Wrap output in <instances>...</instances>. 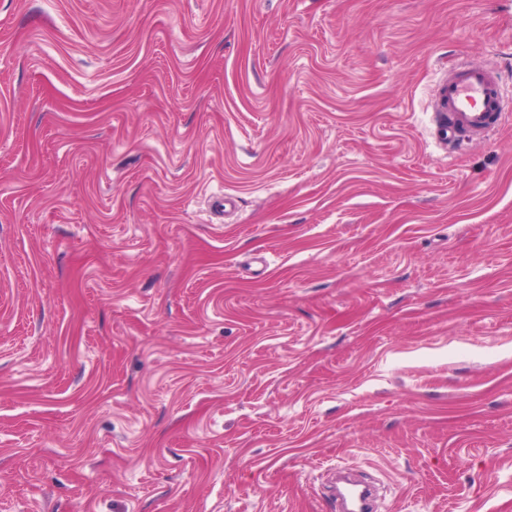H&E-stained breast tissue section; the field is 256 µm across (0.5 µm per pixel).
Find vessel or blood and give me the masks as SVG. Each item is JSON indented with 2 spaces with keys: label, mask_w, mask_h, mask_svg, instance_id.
Returning a JSON list of instances; mask_svg holds the SVG:
<instances>
[{
  "label": "vessel or blood",
  "mask_w": 512,
  "mask_h": 512,
  "mask_svg": "<svg viewBox=\"0 0 512 512\" xmlns=\"http://www.w3.org/2000/svg\"><path fill=\"white\" fill-rule=\"evenodd\" d=\"M436 135L461 148L483 142L512 112L506 111L493 68L480 63L453 66L436 94Z\"/></svg>",
  "instance_id": "obj_1"
}]
</instances>
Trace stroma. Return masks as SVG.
I'll use <instances>...</instances> for the list:
<instances>
[{"label":"stroma","mask_w":512,"mask_h":512,"mask_svg":"<svg viewBox=\"0 0 512 512\" xmlns=\"http://www.w3.org/2000/svg\"><path fill=\"white\" fill-rule=\"evenodd\" d=\"M512 0H0V512H512ZM436 135L457 148L483 142L510 117L493 68L480 63L453 66L436 94Z\"/></svg>","instance_id":"35a3bbf8"}]
</instances>
